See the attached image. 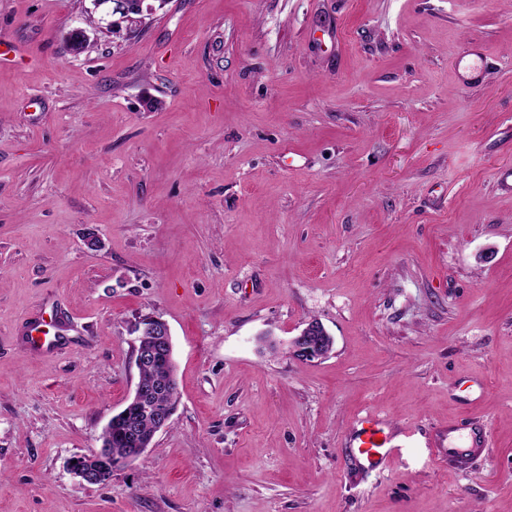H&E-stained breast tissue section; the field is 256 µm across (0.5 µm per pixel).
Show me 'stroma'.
<instances>
[{
  "label": "stroma",
  "instance_id": "35a3bbf8",
  "mask_svg": "<svg viewBox=\"0 0 512 512\" xmlns=\"http://www.w3.org/2000/svg\"><path fill=\"white\" fill-rule=\"evenodd\" d=\"M89 6L0 0V512H512V0H169L117 37ZM147 313L175 412L82 486ZM367 412L380 472L344 447ZM333 345V339L321 323H306L300 333L290 341L291 352L302 359H322L328 353L318 351L323 345ZM376 435L381 436V441H375ZM392 441L393 437L386 431L384 423L367 415L354 422L351 432L345 437V446L351 448L357 464L364 471L377 472L402 451ZM457 429L448 426L437 430L434 437V447L437 449V457L453 467L463 468L471 455L483 452L479 445L477 432L473 431L472 442L467 437L466 442L457 434ZM448 447V448H447Z\"/></svg>",
  "mask_w": 512,
  "mask_h": 512
}]
</instances>
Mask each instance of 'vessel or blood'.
Here are the masks:
<instances>
[{
    "mask_svg": "<svg viewBox=\"0 0 512 512\" xmlns=\"http://www.w3.org/2000/svg\"><path fill=\"white\" fill-rule=\"evenodd\" d=\"M345 445L351 449L357 464L367 472L382 470L400 453L384 423L368 415L354 422L345 437ZM434 446L441 461L457 468L464 467L471 455L481 451L478 442L463 440L452 428L437 430Z\"/></svg>",
    "mask_w": 512,
    "mask_h": 512,
    "instance_id": "1",
    "label": "vessel or blood"
}]
</instances>
